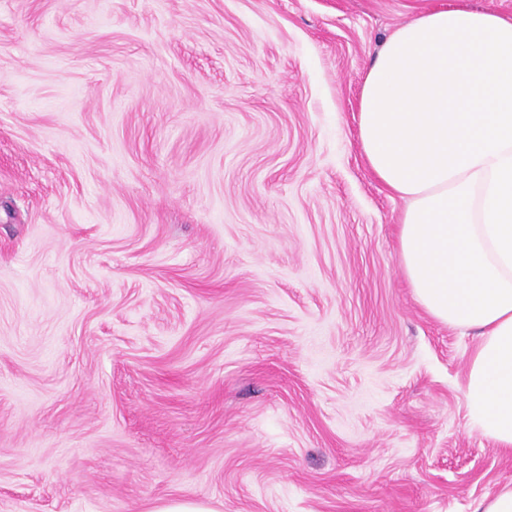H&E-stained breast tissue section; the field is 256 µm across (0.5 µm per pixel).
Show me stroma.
I'll use <instances>...</instances> for the list:
<instances>
[{
	"label": "stroma",
	"instance_id": "stroma-1",
	"mask_svg": "<svg viewBox=\"0 0 512 512\" xmlns=\"http://www.w3.org/2000/svg\"><path fill=\"white\" fill-rule=\"evenodd\" d=\"M448 0H0V512H474L475 331L358 101ZM150 512H217V510L208 503L180 498L158 503Z\"/></svg>",
	"mask_w": 512,
	"mask_h": 512
}]
</instances>
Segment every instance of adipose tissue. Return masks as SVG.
<instances>
[{"label":"adipose tissue","mask_w":512,"mask_h":512,"mask_svg":"<svg viewBox=\"0 0 512 512\" xmlns=\"http://www.w3.org/2000/svg\"><path fill=\"white\" fill-rule=\"evenodd\" d=\"M359 138L406 202L401 262L417 302L479 332L469 421L511 448L512 18L453 0L396 29L363 80Z\"/></svg>","instance_id":"1"}]
</instances>
